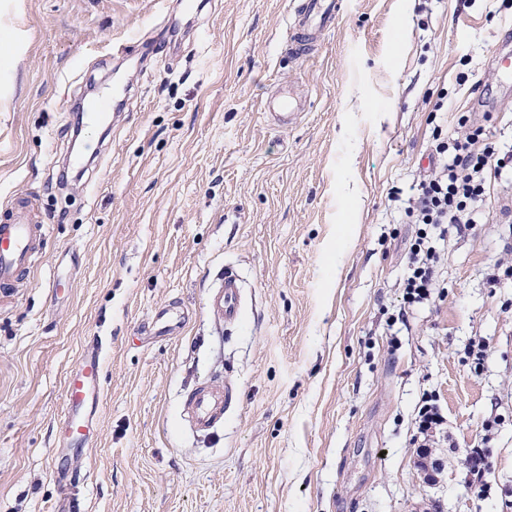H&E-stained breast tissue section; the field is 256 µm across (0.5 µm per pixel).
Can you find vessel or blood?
Listing matches in <instances>:
<instances>
[{"instance_id": "obj_1", "label": "vessel or blood", "mask_w": 512, "mask_h": 512, "mask_svg": "<svg viewBox=\"0 0 512 512\" xmlns=\"http://www.w3.org/2000/svg\"><path fill=\"white\" fill-rule=\"evenodd\" d=\"M342 9V0H301L290 28L286 47L294 51L307 42L313 31L335 26ZM300 110L297 100L286 91L268 96L263 104L265 116L275 124H285ZM46 240L45 219L32 203L11 209L0 220V290L10 291L23 272L33 270L42 254ZM243 281L233 268H225L217 288L209 297L213 313L222 316L225 324L238 322L242 307ZM101 361L98 349L83 350L77 366L65 380V412L62 427L73 435L86 426L85 411L99 393ZM232 380L209 382L195 388L184 404L191 427L199 433H211L224 422V410L236 397Z\"/></svg>"}]
</instances>
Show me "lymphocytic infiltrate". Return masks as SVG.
Instances as JSON below:
<instances>
[{
	"instance_id": "1",
	"label": "lymphocytic infiltrate",
	"mask_w": 512,
	"mask_h": 512,
	"mask_svg": "<svg viewBox=\"0 0 512 512\" xmlns=\"http://www.w3.org/2000/svg\"><path fill=\"white\" fill-rule=\"evenodd\" d=\"M469 128L462 139L434 130L429 163L407 196L404 215L418 230L407 252L405 306L429 300L437 285L435 241L441 226L473 224L492 183L512 177V145L489 139L482 127Z\"/></svg>"
}]
</instances>
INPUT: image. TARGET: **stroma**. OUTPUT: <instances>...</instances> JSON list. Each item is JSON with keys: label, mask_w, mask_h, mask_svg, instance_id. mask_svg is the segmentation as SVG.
<instances>
[{"label": "stroma", "mask_w": 512, "mask_h": 512, "mask_svg": "<svg viewBox=\"0 0 512 512\" xmlns=\"http://www.w3.org/2000/svg\"><path fill=\"white\" fill-rule=\"evenodd\" d=\"M297 5L0 0V217L34 200L48 239L0 300V512H512V183L448 225L440 286L409 309L417 227L390 198L464 113L512 140L491 64L512 0H346L292 53ZM122 76L107 122L74 127ZM283 89L303 109L278 126L262 106ZM75 140L96 156L64 181ZM227 265L233 326L208 306ZM164 307L182 326L150 335ZM93 341L86 450L58 429ZM224 378L239 398L196 434L183 402ZM427 399L443 423L423 453Z\"/></svg>", "instance_id": "35a3bbf8"}]
</instances>
